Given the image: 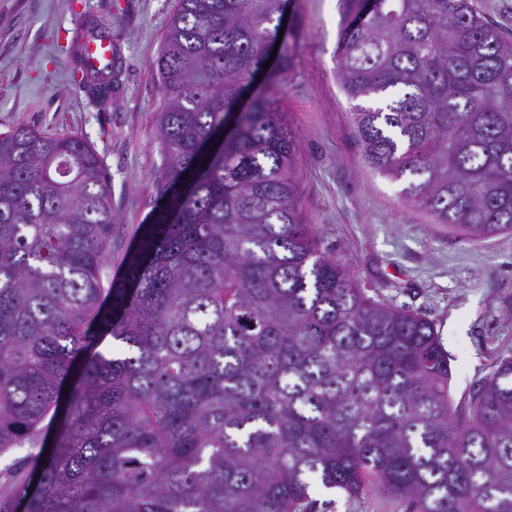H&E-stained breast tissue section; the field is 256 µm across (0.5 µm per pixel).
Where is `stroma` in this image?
I'll return each mask as SVG.
<instances>
[{
  "label": "stroma",
  "mask_w": 512,
  "mask_h": 512,
  "mask_svg": "<svg viewBox=\"0 0 512 512\" xmlns=\"http://www.w3.org/2000/svg\"><path fill=\"white\" fill-rule=\"evenodd\" d=\"M177 0H0V132L25 125L76 134L102 157L112 185V264L159 198L156 118L163 104L157 60ZM105 21L116 64L107 108L72 80V41L86 20ZM290 60L268 98L297 145L301 218L322 248L377 301L432 321L450 358L454 405L466 402L498 361L512 358V233L464 235L409 207L403 185L362 163L354 107L336 78L338 0H291ZM328 512H396L369 492L351 498L313 483Z\"/></svg>",
  "instance_id": "obj_1"
}]
</instances>
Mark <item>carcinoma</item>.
Instances as JSON below:
<instances>
[{"instance_id":"cac0c4a2","label":"carcinoma","mask_w":512,"mask_h":512,"mask_svg":"<svg viewBox=\"0 0 512 512\" xmlns=\"http://www.w3.org/2000/svg\"><path fill=\"white\" fill-rule=\"evenodd\" d=\"M340 11L341 87L384 102L352 113L364 166L438 224L512 232V38L479 0ZM283 15L177 0L157 61L164 204L117 276L94 147L0 133V456L28 467L0 512H315L314 477L409 512H512V359L453 406L434 324L326 254L293 140L269 99L243 105ZM72 57L106 105L112 68L80 40Z\"/></svg>"}]
</instances>
